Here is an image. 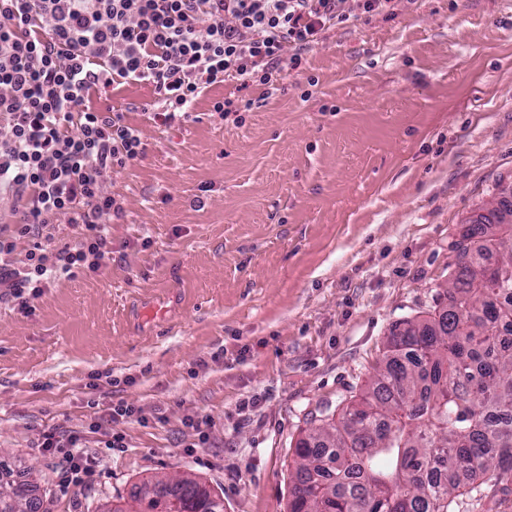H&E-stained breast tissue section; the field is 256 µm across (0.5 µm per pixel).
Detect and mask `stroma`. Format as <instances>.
<instances>
[{
	"mask_svg": "<svg viewBox=\"0 0 512 512\" xmlns=\"http://www.w3.org/2000/svg\"><path fill=\"white\" fill-rule=\"evenodd\" d=\"M224 97L253 105L224 118ZM152 98L110 92L146 152L108 186L109 267L0 306V457L46 473L52 512L179 473L224 512H288L308 414L359 392L391 327L442 302L452 243L512 188V0H397L325 30L281 91L208 89L167 130ZM120 403L136 419L110 423ZM50 432L83 434L79 483Z\"/></svg>",
	"mask_w": 512,
	"mask_h": 512,
	"instance_id": "35a3bbf8",
	"label": "stroma"
}]
</instances>
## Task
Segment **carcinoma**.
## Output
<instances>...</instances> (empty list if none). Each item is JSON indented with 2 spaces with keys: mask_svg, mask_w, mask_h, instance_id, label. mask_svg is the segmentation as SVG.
Listing matches in <instances>:
<instances>
[{
  "mask_svg": "<svg viewBox=\"0 0 512 512\" xmlns=\"http://www.w3.org/2000/svg\"><path fill=\"white\" fill-rule=\"evenodd\" d=\"M512 200L503 198L452 244L446 304L390 330L371 382L340 413L326 406L294 447L288 512H452L457 480L512 481ZM0 460V512H49ZM224 512L189 476L158 487L141 512Z\"/></svg>",
  "mask_w": 512,
  "mask_h": 512,
  "instance_id": "carcinoma-1",
  "label": "carcinoma"
}]
</instances>
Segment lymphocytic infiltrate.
<instances>
[{"instance_id":"f902f5d3","label":"lymphocytic infiltrate","mask_w":512,"mask_h":512,"mask_svg":"<svg viewBox=\"0 0 512 512\" xmlns=\"http://www.w3.org/2000/svg\"><path fill=\"white\" fill-rule=\"evenodd\" d=\"M394 0H0V305L103 272L121 202L105 185L146 146L102 90L148 84L154 121L189 118L204 90L276 89L282 60L333 25L391 15ZM26 240L23 261L13 259Z\"/></svg>"}]
</instances>
